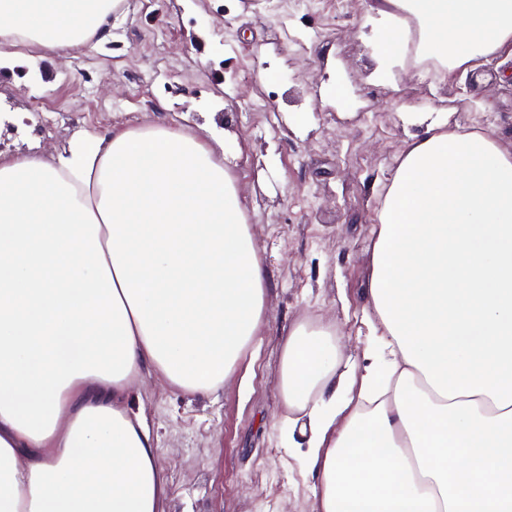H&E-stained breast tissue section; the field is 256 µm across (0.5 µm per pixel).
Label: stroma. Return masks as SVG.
Instances as JSON below:
<instances>
[{
    "label": "stroma",
    "mask_w": 512,
    "mask_h": 512,
    "mask_svg": "<svg viewBox=\"0 0 512 512\" xmlns=\"http://www.w3.org/2000/svg\"><path fill=\"white\" fill-rule=\"evenodd\" d=\"M361 0H122L112 36L34 70L0 76V109L29 113L27 130L0 128V150L38 139L62 151L79 132L164 123L196 130L216 119L244 146L237 167L249 221L268 273L269 330L253 347L247 385L210 395L145 376L127 403L141 414L167 478L165 512H313L314 480L277 416L278 338L311 317L335 323L347 354L359 336L366 256L386 184L409 136L403 112H444L512 145V53L453 76L403 64L377 70V29ZM263 105L272 128L255 131L246 110ZM72 119L44 128L50 111ZM308 117L293 128L289 115Z\"/></svg>",
    "instance_id": "35a3bbf8"
}]
</instances>
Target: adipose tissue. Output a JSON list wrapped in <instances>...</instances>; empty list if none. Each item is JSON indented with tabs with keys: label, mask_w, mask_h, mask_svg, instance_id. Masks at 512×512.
Returning a JSON list of instances; mask_svg holds the SVG:
<instances>
[{
	"label": "adipose tissue",
	"mask_w": 512,
	"mask_h": 512,
	"mask_svg": "<svg viewBox=\"0 0 512 512\" xmlns=\"http://www.w3.org/2000/svg\"><path fill=\"white\" fill-rule=\"evenodd\" d=\"M120 0H0V71L107 41ZM381 57L446 72L512 50V0H379ZM369 252L362 359L294 321L277 387L317 512H512V147L409 112ZM235 136L163 123L0 152V512H163L124 404L210 394L266 335Z\"/></svg>",
	"instance_id": "adipose-tissue-1"
}]
</instances>
